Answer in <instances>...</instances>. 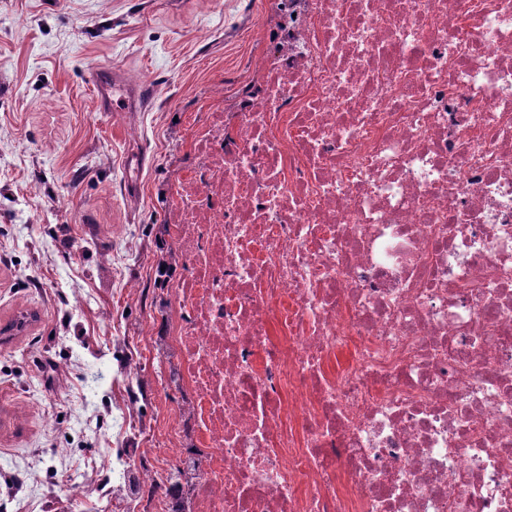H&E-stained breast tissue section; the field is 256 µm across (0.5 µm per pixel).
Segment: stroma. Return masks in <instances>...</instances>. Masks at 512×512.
Listing matches in <instances>:
<instances>
[{"label":"stroma","instance_id":"1","mask_svg":"<svg viewBox=\"0 0 512 512\" xmlns=\"http://www.w3.org/2000/svg\"><path fill=\"white\" fill-rule=\"evenodd\" d=\"M276 3L0 0V322H21L0 343V471L27 484L0 512H42L67 480L84 488L69 512H118L91 459L162 443L178 402L150 342L165 188L214 86L252 80ZM99 67L153 100L99 111Z\"/></svg>","mask_w":512,"mask_h":512}]
</instances>
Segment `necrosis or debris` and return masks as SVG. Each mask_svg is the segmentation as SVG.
I'll list each match as a JSON object with an SVG mask.
<instances>
[{"instance_id":"4bbe7bcc","label":"necrosis or debris","mask_w":512,"mask_h":512,"mask_svg":"<svg viewBox=\"0 0 512 512\" xmlns=\"http://www.w3.org/2000/svg\"><path fill=\"white\" fill-rule=\"evenodd\" d=\"M253 70L165 189L180 403L113 498L512 512V0H286Z\"/></svg>"}]
</instances>
